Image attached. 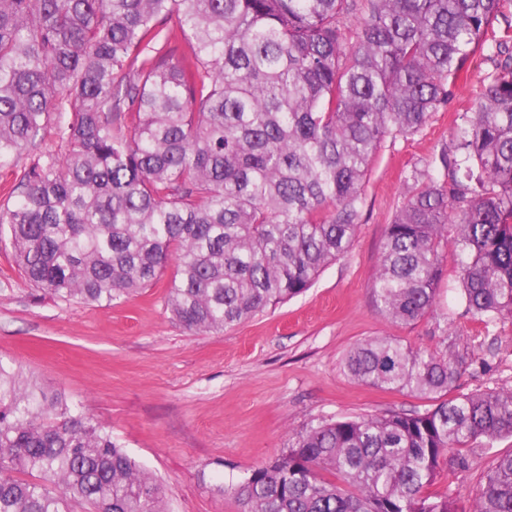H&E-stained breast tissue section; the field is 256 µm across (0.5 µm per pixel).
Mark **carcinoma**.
I'll list each match as a JSON object with an SVG mask.
<instances>
[{"mask_svg":"<svg viewBox=\"0 0 512 512\" xmlns=\"http://www.w3.org/2000/svg\"><path fill=\"white\" fill-rule=\"evenodd\" d=\"M512 0H0V206L24 280L110 306L154 285L196 333L289 301L344 255L383 140L418 133L469 60L495 74L441 161L412 174L372 290L410 326L447 250L473 318L512 323ZM360 20L356 40L346 34ZM453 235H448V229ZM467 358L374 336L343 368L433 401L319 420L219 487L241 512H512V453L466 509L429 494L479 439L512 436V389L453 395ZM329 473L338 481L323 477ZM170 512L164 487L75 409L0 359V512Z\"/></svg>","mask_w":512,"mask_h":512,"instance_id":"obj_1","label":"carcinoma"}]
</instances>
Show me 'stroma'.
<instances>
[{
	"label": "stroma",
	"instance_id": "obj_1",
	"mask_svg": "<svg viewBox=\"0 0 512 512\" xmlns=\"http://www.w3.org/2000/svg\"><path fill=\"white\" fill-rule=\"evenodd\" d=\"M467 68L418 133L384 140L352 247L304 294L226 331L197 334L167 310L166 280L109 307L65 303L33 290L10 247L0 245V356L101 421L165 487L171 512H241L217 485L285 453L289 436L311 422L428 408L427 400L362 385L344 371L347 352L370 337L466 353L458 392L512 388V324L484 326L466 314L454 254L442 261L433 311L414 325L389 323L371 288L412 173L443 175L439 156L459 115L495 72L482 53ZM511 452V437L477 444L469 469L448 470L433 489L469 500L495 459Z\"/></svg>",
	"mask_w": 512,
	"mask_h": 512
}]
</instances>
